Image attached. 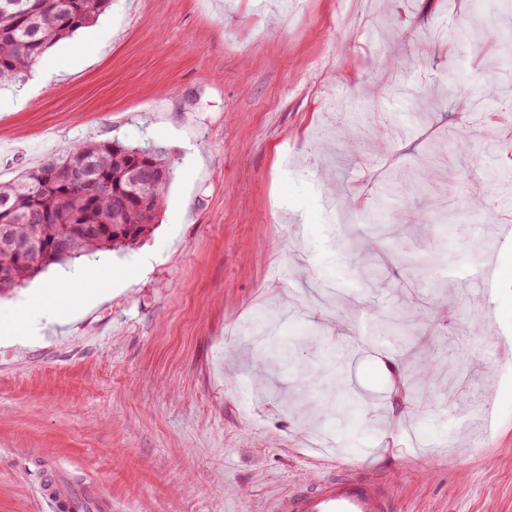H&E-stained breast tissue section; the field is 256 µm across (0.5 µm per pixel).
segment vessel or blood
Instances as JSON below:
<instances>
[{
	"label": "vessel or blood",
	"instance_id": "1",
	"mask_svg": "<svg viewBox=\"0 0 512 512\" xmlns=\"http://www.w3.org/2000/svg\"><path fill=\"white\" fill-rule=\"evenodd\" d=\"M37 493L49 512H112V500L99 490L77 489L59 473L43 477ZM387 484L357 464L342 465L280 497L275 512H396Z\"/></svg>",
	"mask_w": 512,
	"mask_h": 512
}]
</instances>
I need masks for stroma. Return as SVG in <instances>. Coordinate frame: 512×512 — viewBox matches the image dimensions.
<instances>
[{
    "label": "stroma",
    "instance_id": "35a3bbf8",
    "mask_svg": "<svg viewBox=\"0 0 512 512\" xmlns=\"http://www.w3.org/2000/svg\"><path fill=\"white\" fill-rule=\"evenodd\" d=\"M473 0H111L91 26L52 46L21 87L0 89V182L66 145L155 142L175 161L159 224L134 248L48 267L0 296V329L28 306L26 335L0 341V512H48L39 462L100 487L112 512H272L289 489L351 462L397 475L399 512H512V241L499 248L491 300L475 291L487 211L512 225L473 167L488 141L512 165V95L462 112L487 83L512 0L482 17L477 45L418 48L427 31L471 25ZM393 25L397 42H372ZM418 53L396 73L381 56ZM454 97L413 125L420 101L386 96L409 80L422 92L449 68ZM372 121L363 152L315 141L346 127L345 100ZM469 126L468 154L448 130ZM407 180L388 203L390 237L363 239L354 189L384 162ZM461 226L447 266L406 269L399 246L425 253L427 214ZM373 289L352 271L364 256ZM82 303L62 322L33 296L59 276ZM401 309L430 371L397 356L380 317ZM480 355L449 366L474 342ZM375 337L350 365L351 383L394 403L386 422H318L336 398L341 338ZM474 413L448 408L449 396Z\"/></svg>",
    "mask_w": 512,
    "mask_h": 512
}]
</instances>
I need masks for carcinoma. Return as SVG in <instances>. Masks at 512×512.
<instances>
[{"label":"carcinoma","mask_w":512,"mask_h":512,"mask_svg":"<svg viewBox=\"0 0 512 512\" xmlns=\"http://www.w3.org/2000/svg\"><path fill=\"white\" fill-rule=\"evenodd\" d=\"M109 0H16L7 6L0 0V84L24 81L34 63L53 45L94 23ZM146 157L158 179L146 187L150 202L143 205L120 193L132 166ZM56 173L50 189H43L42 177ZM484 176L495 186L512 179V168L487 169ZM174 178V160L157 144H124L95 141L69 147L17 179L0 182V209L9 208L16 220L0 223V295L34 278L49 266L99 251L129 249L152 234ZM388 185L380 186L369 211L373 223L386 219ZM124 224H113L117 214ZM79 217L90 231L68 238L61 246L62 223ZM39 247L26 251L27 243ZM448 250L435 249L413 258L407 264L422 271L434 263L447 262ZM382 327L395 331L394 347L403 350L411 341L400 314L388 313ZM337 389L345 396L336 412L350 415L358 398L343 372H336Z\"/></svg>","instance_id":"obj_1"}]
</instances>
